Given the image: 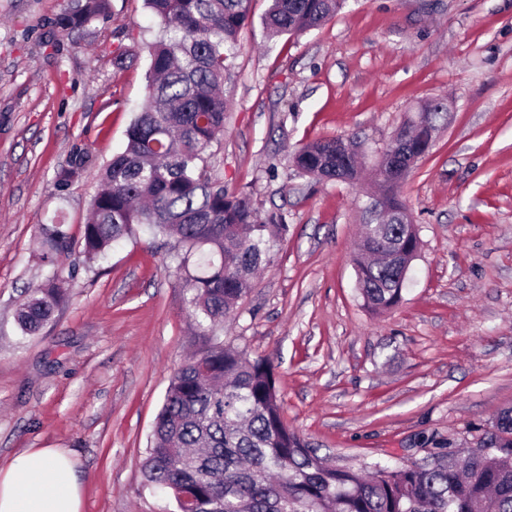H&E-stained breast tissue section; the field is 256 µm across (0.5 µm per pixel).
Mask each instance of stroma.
<instances>
[{
  "label": "stroma",
  "instance_id": "stroma-1",
  "mask_svg": "<svg viewBox=\"0 0 512 512\" xmlns=\"http://www.w3.org/2000/svg\"><path fill=\"white\" fill-rule=\"evenodd\" d=\"M70 3L0 0V465L59 448L82 512H161L143 471L154 419L174 372L210 344L176 242L142 228L90 263L60 254L74 277L59 309L35 336L15 320L48 273L38 225L62 219L81 244L98 191L88 173L58 192L56 174L74 148L96 169L124 150L158 31L144 0H112L110 18L47 43ZM268 6L251 0L208 174L282 214L288 233L219 339L270 360L285 422L332 465L476 447L512 407V0H347L280 38L262 26ZM433 98L447 119L401 188L420 252L402 302L375 314L353 262L368 185L282 162L334 137L376 152Z\"/></svg>",
  "mask_w": 512,
  "mask_h": 512
}]
</instances>
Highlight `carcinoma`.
<instances>
[{"label":"carcinoma","instance_id":"obj_1","mask_svg":"<svg viewBox=\"0 0 512 512\" xmlns=\"http://www.w3.org/2000/svg\"><path fill=\"white\" fill-rule=\"evenodd\" d=\"M159 28L149 44L147 99L126 131L125 149L100 176V190L84 225L82 253L91 261L111 244L145 227L174 237L182 248L188 309L200 336L219 326L253 287V275L271 262L270 237L288 234L276 215L263 216L249 193L228 192L208 177V158L224 132L228 102L222 88L234 65L238 37L251 23V0H145ZM346 0H271L262 19L272 37L318 29ZM111 16V0H76L55 21L59 32ZM441 102L424 103L420 117L395 138L408 161L394 171L391 147L375 163L374 190L382 215L366 224L356 261L363 305L386 312L400 304L407 276L388 261L394 245L420 247L399 189L432 148ZM353 138L307 143L287 162L315 179L357 180ZM92 165L81 149L57 173L63 192ZM39 258L55 264L71 246L59 219L39 227ZM66 280L54 272L16 311L27 336L51 318ZM497 445L468 451L446 464L376 462L369 472L325 465L288 427L267 358L214 342L172 377L156 416L144 462L146 481L172 498L175 512L189 499L193 512H512V409L492 424Z\"/></svg>","mask_w":512,"mask_h":512}]
</instances>
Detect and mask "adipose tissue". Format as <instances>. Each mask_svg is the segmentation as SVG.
<instances>
[{"label":"adipose tissue","mask_w":512,"mask_h":512,"mask_svg":"<svg viewBox=\"0 0 512 512\" xmlns=\"http://www.w3.org/2000/svg\"><path fill=\"white\" fill-rule=\"evenodd\" d=\"M82 487L57 448H29L0 467V512H81Z\"/></svg>","instance_id":"1"}]
</instances>
